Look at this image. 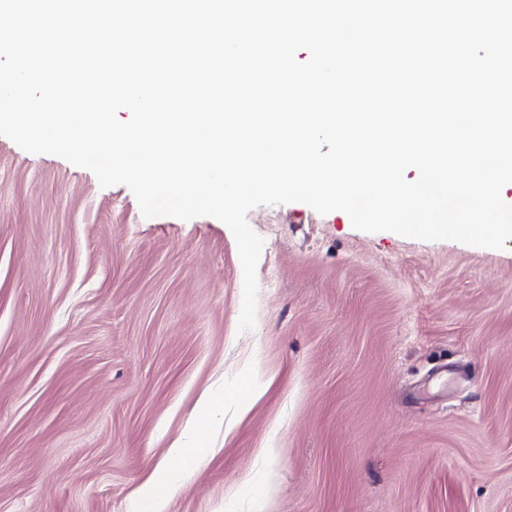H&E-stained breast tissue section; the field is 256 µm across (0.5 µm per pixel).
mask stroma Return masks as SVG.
Wrapping results in <instances>:
<instances>
[{"label":"stroma","instance_id":"1","mask_svg":"<svg viewBox=\"0 0 512 512\" xmlns=\"http://www.w3.org/2000/svg\"><path fill=\"white\" fill-rule=\"evenodd\" d=\"M247 221L243 332L224 223L144 218L0 136V512H512V239L366 233L300 202ZM159 467L176 485L134 509Z\"/></svg>","mask_w":512,"mask_h":512}]
</instances>
